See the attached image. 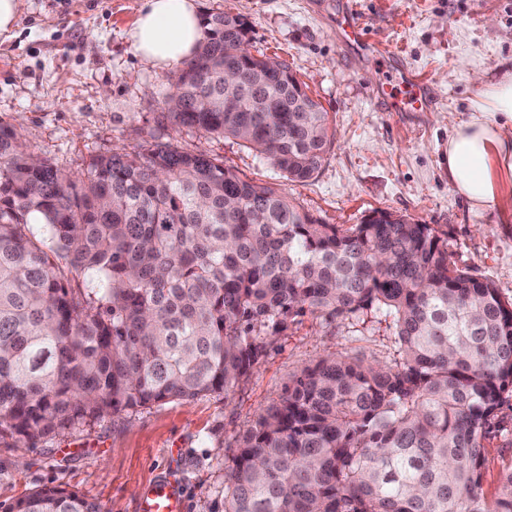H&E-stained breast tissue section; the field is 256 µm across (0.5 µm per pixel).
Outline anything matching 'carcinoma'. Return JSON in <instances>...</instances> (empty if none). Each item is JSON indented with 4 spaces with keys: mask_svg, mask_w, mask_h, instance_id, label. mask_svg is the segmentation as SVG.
I'll list each match as a JSON object with an SVG mask.
<instances>
[{
    "mask_svg": "<svg viewBox=\"0 0 512 512\" xmlns=\"http://www.w3.org/2000/svg\"><path fill=\"white\" fill-rule=\"evenodd\" d=\"M202 26L172 121L309 179L328 113L288 65L242 53L243 18ZM308 311L381 336L386 355L294 373L229 449L224 512H512V470L493 501L482 488L512 398V302L450 262L431 225L392 212L323 224L222 158L169 145L93 155L77 180L0 122V437L227 392ZM3 512L102 508L52 487Z\"/></svg>",
    "mask_w": 512,
    "mask_h": 512,
    "instance_id": "carcinoma-1",
    "label": "carcinoma"
}]
</instances>
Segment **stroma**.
Here are the masks:
<instances>
[{"mask_svg":"<svg viewBox=\"0 0 512 512\" xmlns=\"http://www.w3.org/2000/svg\"><path fill=\"white\" fill-rule=\"evenodd\" d=\"M201 12L245 17L249 50L287 64L328 112L335 136L321 167L290 182L233 141L170 122L175 72L146 69L128 32L141 0H27L11 36H0V121L27 149L82 176L90 156L158 144L223 157L246 180L284 189L325 224H356L387 210L448 239L457 266L493 281L512 301V183L502 208L484 212L448 187V122L471 116L474 71L512 69V0H199ZM354 9L368 38L398 52L430 85L424 112L385 111L378 63L339 42L334 20ZM335 353L382 358L379 336L347 334L308 314L273 339L250 377L228 392L120 411L29 445L0 439V504L59 487L103 512H139L149 484L176 477L185 512H224L226 449L278 402L302 366ZM504 430L485 447L483 489L498 492L512 468V400Z\"/></svg>","mask_w":512,"mask_h":512,"instance_id":"obj_1","label":"stroma"}]
</instances>
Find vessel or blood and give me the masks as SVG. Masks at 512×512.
<instances>
[{
	"mask_svg": "<svg viewBox=\"0 0 512 512\" xmlns=\"http://www.w3.org/2000/svg\"><path fill=\"white\" fill-rule=\"evenodd\" d=\"M336 36L347 47L362 56L382 61L385 76L380 86V99L388 112H423L429 105V84L400 64L394 53L370 43L363 27L352 11L336 18ZM184 499L177 483L160 480L145 493L140 512H183Z\"/></svg>",
	"mask_w": 512,
	"mask_h": 512,
	"instance_id": "1",
	"label": "vessel or blood"
}]
</instances>
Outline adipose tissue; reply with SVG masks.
I'll return each instance as SVG.
<instances>
[{
  "label": "adipose tissue",
  "mask_w": 512,
  "mask_h": 512,
  "mask_svg": "<svg viewBox=\"0 0 512 512\" xmlns=\"http://www.w3.org/2000/svg\"><path fill=\"white\" fill-rule=\"evenodd\" d=\"M203 34L198 0H143L129 32L145 67L164 71L190 57ZM475 115L448 135V186L474 210L496 204L512 176V74L476 76Z\"/></svg>",
  "instance_id": "1"
}]
</instances>
